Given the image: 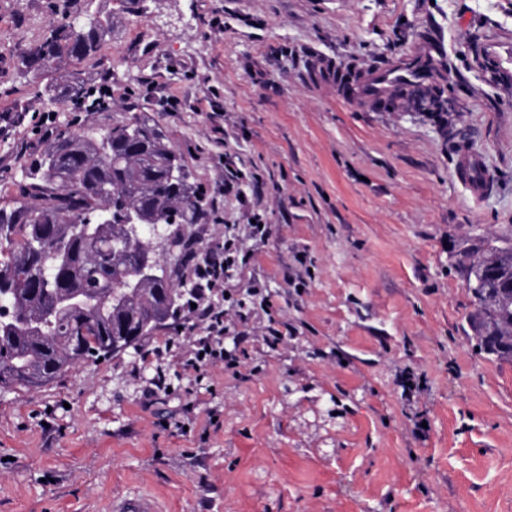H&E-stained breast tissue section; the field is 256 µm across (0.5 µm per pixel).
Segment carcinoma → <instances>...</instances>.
<instances>
[{"label":"carcinoma","mask_w":512,"mask_h":512,"mask_svg":"<svg viewBox=\"0 0 512 512\" xmlns=\"http://www.w3.org/2000/svg\"><path fill=\"white\" fill-rule=\"evenodd\" d=\"M55 14L81 30L71 38L54 21L20 60L29 73L56 78V97L86 101L89 83L77 67L112 36V26L89 14L71 17L68 0ZM185 171L181 156L159 122L147 116L116 124L95 136L58 129L41 159L24 166L15 181L19 201L0 208V299L10 315L0 318V388H34L60 378L74 365L112 348L131 331L137 315L141 336L164 329L181 311L178 285L167 267L132 293L127 283L150 260L142 249L154 227L197 224L201 193L169 178ZM138 217V237L128 236L127 214ZM502 247L479 246L473 264L452 261L464 280L481 282L471 319L475 346L498 360H512V230Z\"/></svg>","instance_id":"1"}]
</instances>
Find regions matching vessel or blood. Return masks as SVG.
<instances>
[{"instance_id":"b4317fda","label":"vessel or blood","mask_w":512,"mask_h":512,"mask_svg":"<svg viewBox=\"0 0 512 512\" xmlns=\"http://www.w3.org/2000/svg\"><path fill=\"white\" fill-rule=\"evenodd\" d=\"M444 56L440 39L428 35L421 38L403 60L388 67L348 76L341 68L333 66L324 70L323 77L336 82L345 99L381 111L400 91H424L435 70L442 68ZM481 170L482 161L477 153L467 151L461 155L458 177L478 195L486 193L489 184ZM112 512H159V509L152 497L134 496L113 501Z\"/></svg>"}]
</instances>
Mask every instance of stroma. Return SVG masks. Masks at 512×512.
I'll return each mask as SVG.
<instances>
[{
    "mask_svg": "<svg viewBox=\"0 0 512 512\" xmlns=\"http://www.w3.org/2000/svg\"><path fill=\"white\" fill-rule=\"evenodd\" d=\"M112 36L81 67L106 109L50 99L16 63L50 0H0V207L54 126L163 125L207 201L196 257L245 224L227 170L270 229L218 297L244 336L236 369L185 359L188 318L57 382L0 388V512H110L144 494L164 512H512V362L476 351L477 306L449 241L512 226V0H70ZM447 50L437 111L374 112L321 81ZM479 154L492 186L456 176ZM258 280L272 297L249 296ZM283 333L263 336L268 318ZM164 373L168 392L148 390ZM426 424L414 434L415 421Z\"/></svg>",
    "mask_w": 512,
    "mask_h": 512,
    "instance_id": "obj_1",
    "label": "stroma"
}]
</instances>
